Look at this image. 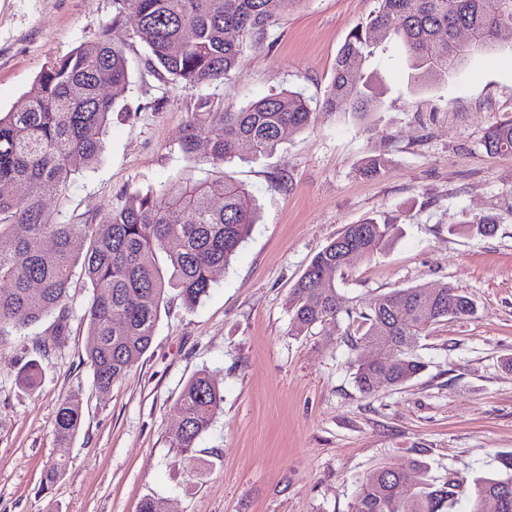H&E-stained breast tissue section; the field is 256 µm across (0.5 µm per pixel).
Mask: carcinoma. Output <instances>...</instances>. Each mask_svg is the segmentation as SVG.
<instances>
[{"label": "carcinoma", "instance_id": "cac0c4a2", "mask_svg": "<svg viewBox=\"0 0 512 512\" xmlns=\"http://www.w3.org/2000/svg\"><path fill=\"white\" fill-rule=\"evenodd\" d=\"M305 0H112V26L135 17L132 38L148 54V73L184 88L210 85L237 66L245 38H260L289 9ZM373 15L358 23L336 56L333 79L322 109L365 123L379 106L360 64L378 45L395 41L424 85L448 80V55L455 53L461 28L492 43L512 28V0H376ZM240 40L226 37L227 30ZM175 44L178 53L171 52ZM131 73L125 52L102 40L78 47L45 66L25 95V106L0 114V341L54 316L51 338L42 351L59 347L68 335L72 305L69 289L79 277L91 288L81 319L86 322V361L94 387L107 393L149 349L160 305L169 290L192 308L209 294L213 275L230 263L256 224V212L245 207L243 185L226 174L214 180L181 178L153 192L132 193L124 204L82 224H66L45 208L44 200L62 196L73 179L92 169L103 151L112 112L121 104ZM107 87L110 93L101 94ZM311 103L301 93L282 90L236 109L200 105L190 113L180 139L185 159L221 166L235 156L270 155L285 131L308 128ZM208 153L198 155L201 134ZM485 148L512 153V121L489 130ZM28 187L19 200L14 189ZM222 205L217 207L214 200ZM177 208L180 219L169 220ZM397 225L365 218L347 224L319 250L290 290L288 304L295 335L336 319L342 301L332 274L344 272L345 250L371 258L392 245ZM169 277H164L159 257ZM328 280H323V277ZM472 300L446 284L427 292L422 286L396 289L379 296L362 315V334L350 339V367L361 392L400 387L425 368L415 354L428 329L449 317L472 314ZM377 346L386 357L371 362L365 350ZM41 379L38 360L19 371L20 386L34 390ZM224 396L204 371L184 386L176 407L180 414L171 447L188 461L197 440L210 428ZM80 401L61 402L54 420L57 454L44 473L51 486L65 471L70 444L81 424ZM498 466L476 475L425 479L426 465L416 457L382 465L359 481L350 512H453L465 482H470L467 512H484L490 498L498 512H512V452L496 458ZM418 479L409 482L407 474Z\"/></svg>", "mask_w": 512, "mask_h": 512}]
</instances>
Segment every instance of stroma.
<instances>
[{"instance_id":"35a3bbf8","label":"stroma","mask_w":512,"mask_h":512,"mask_svg":"<svg viewBox=\"0 0 512 512\" xmlns=\"http://www.w3.org/2000/svg\"><path fill=\"white\" fill-rule=\"evenodd\" d=\"M375 5L305 0L247 42L228 79L185 89L145 75L146 52L128 37L134 19L113 25L112 0H0V112L17 109L51 61L104 38L122 43L128 109L113 113L96 170L65 199L46 200L80 224L182 176L179 140L199 101L237 107L292 89L321 102L339 49ZM363 73L382 93L365 124L320 110L270 156L194 170L233 175L258 222L197 306L165 296L150 348L109 393L93 386L81 320L41 357L37 341L52 318L0 343V512H140L147 498L160 512H349L360 478L378 464L418 456L429 478L443 480L491 470L497 454L512 452V154L484 146L491 127L512 120V31L430 87L412 81L390 45ZM372 157L385 170L363 177ZM367 216L396 222L394 243L350 263L336 320L293 335L291 288L344 225ZM479 219L494 232L449 231ZM445 283L466 292L474 313L430 328L416 378L362 393L346 344L360 314L394 289ZM35 357L41 384L31 392L17 373ZM202 371L224 403L197 441L194 473L169 436L183 387ZM71 396L82 401L81 427L64 475L46 490L56 411Z\"/></svg>"}]
</instances>
